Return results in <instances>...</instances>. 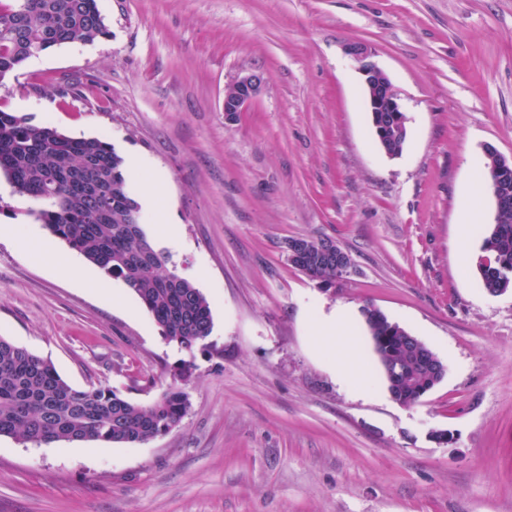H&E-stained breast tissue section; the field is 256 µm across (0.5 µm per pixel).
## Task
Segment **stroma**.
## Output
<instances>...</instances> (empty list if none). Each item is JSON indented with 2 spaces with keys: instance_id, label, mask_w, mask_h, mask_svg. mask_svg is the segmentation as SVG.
I'll use <instances>...</instances> for the list:
<instances>
[{
  "instance_id": "obj_1",
  "label": "stroma",
  "mask_w": 512,
  "mask_h": 512,
  "mask_svg": "<svg viewBox=\"0 0 512 512\" xmlns=\"http://www.w3.org/2000/svg\"><path fill=\"white\" fill-rule=\"evenodd\" d=\"M106 37L53 47L0 81V109L109 141L142 228L208 299L213 330L188 377L122 279L32 215L0 177V337L73 388L139 404L180 384L191 408L139 444L0 436V512H512V289L486 292L460 209L485 145L512 157V0H99ZM363 42L400 93L408 139L376 144ZM263 71L236 122L224 88ZM177 242L159 231L160 217ZM49 240L60 266L34 257ZM292 238L353 261L328 286ZM125 297L113 305L112 294ZM373 305L448 371L418 403L387 388L361 315ZM346 311L369 393L346 385L315 322ZM453 435L438 442L436 431Z\"/></svg>"
}]
</instances>
